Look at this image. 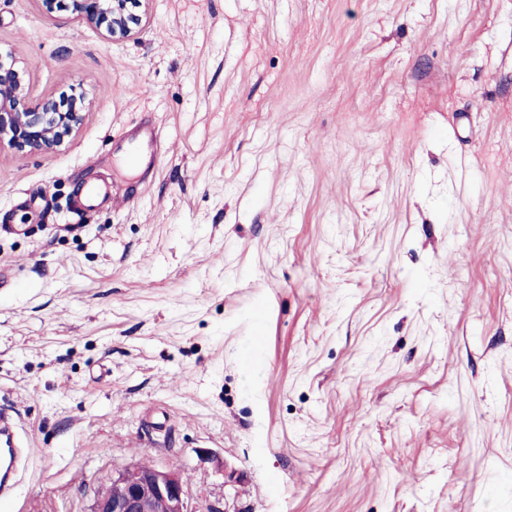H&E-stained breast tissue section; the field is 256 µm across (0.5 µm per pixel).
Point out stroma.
Segmentation results:
<instances>
[{
    "mask_svg": "<svg viewBox=\"0 0 512 512\" xmlns=\"http://www.w3.org/2000/svg\"><path fill=\"white\" fill-rule=\"evenodd\" d=\"M0 49L86 97L0 149L5 512L139 464L195 512H512V0H0ZM149 0H73V10L87 24L112 35L128 38L140 28ZM14 411L9 406L0 408V436L3 435L10 443L8 461L0 467V505L9 501L13 496V490L17 483L19 467L28 454V448H19L18 424L13 415Z\"/></svg>",
    "mask_w": 512,
    "mask_h": 512,
    "instance_id": "1",
    "label": "stroma"
}]
</instances>
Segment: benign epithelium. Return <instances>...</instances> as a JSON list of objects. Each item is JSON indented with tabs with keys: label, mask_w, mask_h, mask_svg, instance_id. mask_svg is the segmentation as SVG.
Returning a JSON list of instances; mask_svg holds the SVG:
<instances>
[{
	"label": "benign epithelium",
	"mask_w": 512,
	"mask_h": 512,
	"mask_svg": "<svg viewBox=\"0 0 512 512\" xmlns=\"http://www.w3.org/2000/svg\"><path fill=\"white\" fill-rule=\"evenodd\" d=\"M148 0H72L73 10L87 24L114 38H128L140 28ZM85 99L33 100L25 70L13 52H0V147L17 153L53 151L82 124ZM119 488L98 491L92 512H195L187 481L175 469L135 466L112 479Z\"/></svg>",
	"instance_id": "benign-epithelium-1"
}]
</instances>
